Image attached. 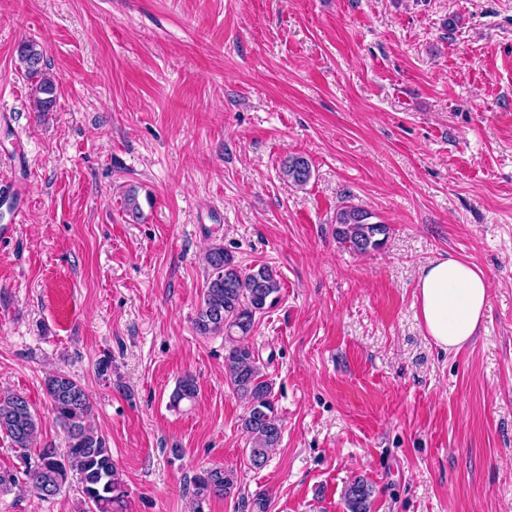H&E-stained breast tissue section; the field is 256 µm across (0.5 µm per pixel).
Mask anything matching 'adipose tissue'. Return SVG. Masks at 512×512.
<instances>
[{
    "instance_id": "adipose-tissue-1",
    "label": "adipose tissue",
    "mask_w": 512,
    "mask_h": 512,
    "mask_svg": "<svg viewBox=\"0 0 512 512\" xmlns=\"http://www.w3.org/2000/svg\"><path fill=\"white\" fill-rule=\"evenodd\" d=\"M488 290L484 273L467 262H429L416 284V303L427 335L446 350L467 345L485 315Z\"/></svg>"
}]
</instances>
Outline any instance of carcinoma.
Wrapping results in <instances>:
<instances>
[{
    "label": "carcinoma",
    "mask_w": 512,
    "mask_h": 512,
    "mask_svg": "<svg viewBox=\"0 0 512 512\" xmlns=\"http://www.w3.org/2000/svg\"><path fill=\"white\" fill-rule=\"evenodd\" d=\"M19 60L30 80L37 111L51 112L56 104V87L47 72V61L39 44H22ZM283 174L292 184L304 187L312 177V166L303 155H293L283 165ZM373 215L357 205L336 211V240L351 251L368 254L382 248L389 227L372 221ZM209 270L195 329L202 336L222 333L232 343L225 356L227 378L236 397L245 403L242 426L249 436V461L261 469L277 447L282 425L272 398L270 383L264 379L255 351L246 342L256 316L278 300L280 282L266 265L244 270L231 252L216 244L205 255ZM56 423L66 434L65 447L49 442L25 462L20 472L0 470V491L7 492L24 483L36 497L51 499L66 488H75L86 505L85 512H128L127 494L112 459L107 440L89 424L92 401L84 386L64 372L44 381ZM198 390L195 379L186 375L176 385L171 405L192 401ZM39 428L28 400L15 393L0 394V432L14 447H32ZM193 495L202 503L222 497L234 487V474L222 467L202 471L193 479ZM373 487L357 477L345 491L347 512H370Z\"/></svg>",
    "instance_id": "cac0c4a2"
}]
</instances>
